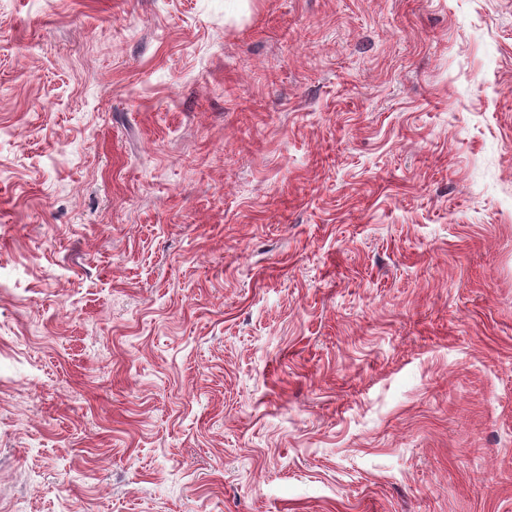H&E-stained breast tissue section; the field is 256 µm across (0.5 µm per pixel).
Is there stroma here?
Here are the masks:
<instances>
[{"instance_id": "obj_1", "label": "stroma", "mask_w": 512, "mask_h": 512, "mask_svg": "<svg viewBox=\"0 0 512 512\" xmlns=\"http://www.w3.org/2000/svg\"><path fill=\"white\" fill-rule=\"evenodd\" d=\"M0 512H512V0H0Z\"/></svg>"}]
</instances>
